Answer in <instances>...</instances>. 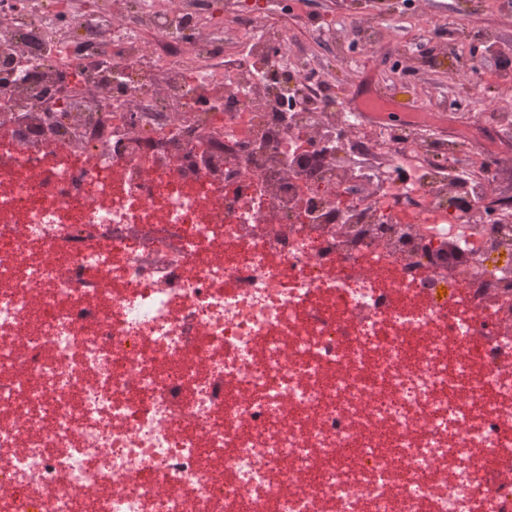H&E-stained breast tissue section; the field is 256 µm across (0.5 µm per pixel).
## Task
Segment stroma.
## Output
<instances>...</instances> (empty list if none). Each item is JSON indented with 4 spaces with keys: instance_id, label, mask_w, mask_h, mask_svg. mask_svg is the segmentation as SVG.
<instances>
[{
    "instance_id": "obj_1",
    "label": "stroma",
    "mask_w": 512,
    "mask_h": 512,
    "mask_svg": "<svg viewBox=\"0 0 512 512\" xmlns=\"http://www.w3.org/2000/svg\"><path fill=\"white\" fill-rule=\"evenodd\" d=\"M275 15L287 20L299 44L320 68L334 76V91L342 111L357 108L364 93L395 96L404 108L395 123L428 108L435 109L433 133L453 139L467 135L476 145H491L503 158L495 189L512 196V130L488 123L473 126L453 100L468 96L466 77H474L487 100L512 111L503 57L512 58V0H419L436 27L428 34L414 17L401 12L397 0H269ZM381 20L393 49L414 47L396 73L384 54L355 49L339 52L347 42L345 25Z\"/></svg>"
}]
</instances>
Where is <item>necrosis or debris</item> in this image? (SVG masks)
<instances>
[{
    "instance_id": "necrosis-or-debris-1",
    "label": "necrosis or debris",
    "mask_w": 512,
    "mask_h": 512,
    "mask_svg": "<svg viewBox=\"0 0 512 512\" xmlns=\"http://www.w3.org/2000/svg\"><path fill=\"white\" fill-rule=\"evenodd\" d=\"M75 4L0 0V512H512L499 158L259 0Z\"/></svg>"
}]
</instances>
